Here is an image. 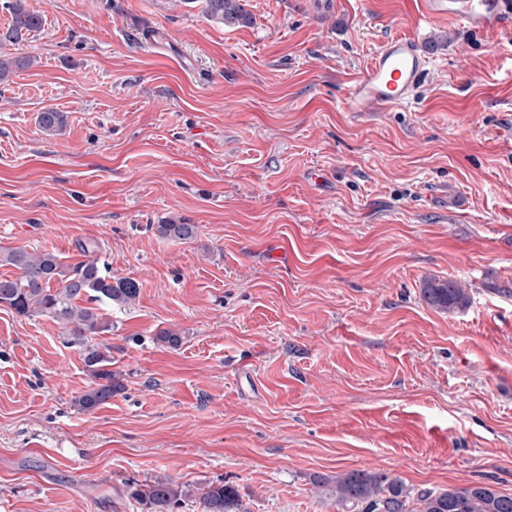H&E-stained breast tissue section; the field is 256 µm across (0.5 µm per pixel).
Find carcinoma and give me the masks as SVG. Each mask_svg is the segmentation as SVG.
Here are the masks:
<instances>
[{
	"instance_id": "1",
	"label": "carcinoma",
	"mask_w": 512,
	"mask_h": 512,
	"mask_svg": "<svg viewBox=\"0 0 512 512\" xmlns=\"http://www.w3.org/2000/svg\"><path fill=\"white\" fill-rule=\"evenodd\" d=\"M11 21L0 41H13L25 33L36 32L44 25L43 17L27 7V0H10ZM206 16L227 26L248 23L250 14L245 0H205ZM42 134L61 135L67 125V114L48 108L37 114ZM159 236L170 240H189L196 234L194 224H157ZM85 260L65 264L59 257L43 250L25 248L0 250V266L18 271L14 278L0 279V305L21 316H49L66 328L65 343L77 347L91 379L73 405L81 412H90L123 390L120 377L112 372V347L92 342L93 337L112 332L107 310L126 309L139 297L138 283L130 278H115L95 256L97 244H80ZM425 302L450 314L466 310L471 303L468 289L459 283L430 280L422 288ZM86 298L87 305L75 301ZM320 487L329 488L335 497L338 512H512V496L487 483L468 487L421 489L414 491L397 476L383 471L352 470L336 474L332 479L320 478ZM129 498L147 507V512H173L181 501L190 497V490L168 479H156L141 487L126 484ZM205 512H241L236 491L222 484H213L203 495Z\"/></svg>"
}]
</instances>
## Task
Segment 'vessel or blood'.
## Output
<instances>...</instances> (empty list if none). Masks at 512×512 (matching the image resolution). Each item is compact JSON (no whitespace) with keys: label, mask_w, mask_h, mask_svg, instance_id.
<instances>
[{"label":"vessel or blood","mask_w":512,"mask_h":512,"mask_svg":"<svg viewBox=\"0 0 512 512\" xmlns=\"http://www.w3.org/2000/svg\"><path fill=\"white\" fill-rule=\"evenodd\" d=\"M429 14L445 17L475 31L512 35V0H425ZM428 58L415 39L395 36L373 53L347 92L348 112H371L412 100L427 72Z\"/></svg>","instance_id":"b4317fda"}]
</instances>
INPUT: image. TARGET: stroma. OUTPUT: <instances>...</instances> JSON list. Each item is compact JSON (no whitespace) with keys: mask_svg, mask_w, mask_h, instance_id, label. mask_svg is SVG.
Returning a JSON list of instances; mask_svg holds the SVG:
<instances>
[{"mask_svg":"<svg viewBox=\"0 0 512 512\" xmlns=\"http://www.w3.org/2000/svg\"><path fill=\"white\" fill-rule=\"evenodd\" d=\"M28 5L42 30L0 47L34 59L0 84V250L94 242L140 295L98 338L125 388L84 413L65 329L0 306V512H143L125 485L159 476L246 512H336L316 480L349 470L512 495V40L422 0H246L238 26ZM395 35L429 55L415 100L344 111ZM67 114L53 108L38 112L36 122L39 130L48 137L61 135L67 125ZM422 296L429 306L448 314L465 311L471 303L468 289L453 280L428 281L422 288ZM205 512H241L236 491L224 484H213L203 495Z\"/></svg>","mask_w":512,"mask_h":512,"instance_id":"35a3bbf8","label":"stroma"}]
</instances>
